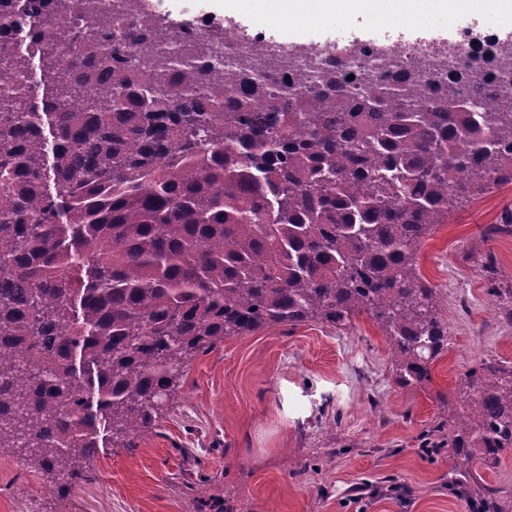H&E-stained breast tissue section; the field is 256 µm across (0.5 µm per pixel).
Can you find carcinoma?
<instances>
[{"instance_id":"1","label":"carcinoma","mask_w":512,"mask_h":512,"mask_svg":"<svg viewBox=\"0 0 512 512\" xmlns=\"http://www.w3.org/2000/svg\"><path fill=\"white\" fill-rule=\"evenodd\" d=\"M132 4L120 37L61 25L92 0H0V448L29 442L44 472L76 478L98 448L97 414L118 439L152 431L195 355L362 313L396 382L425 386L449 349L448 294L425 280L420 249L458 206L512 184V85L461 59L452 75L473 85L468 99L424 98L445 82L434 65L375 64L357 93L325 69L313 85L213 79L185 43L162 70L151 54L188 23L120 2ZM20 31L49 47L42 112L7 61ZM131 43L149 70L131 67ZM502 236L510 208L469 256L512 325V287L486 248ZM77 352L96 385L77 379ZM461 387L466 407L436 444L466 464L456 484L512 450V362L483 361Z\"/></svg>"}]
</instances>
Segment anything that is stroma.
<instances>
[{
    "label": "stroma",
    "mask_w": 512,
    "mask_h": 512,
    "mask_svg": "<svg viewBox=\"0 0 512 512\" xmlns=\"http://www.w3.org/2000/svg\"><path fill=\"white\" fill-rule=\"evenodd\" d=\"M147 3L173 21L204 13L292 46L395 32L360 13L337 30L273 26L219 0ZM508 207L511 184L458 208L421 247L422 274L448 293L450 336L425 387L396 383L386 341L363 315L341 330L306 323L230 337L183 368L153 433L120 443L100 419L98 452L77 481L47 478L0 448V512H28L32 501L41 512H477L485 488L512 498V451L492 468L471 463L472 480L458 487L452 449L424 447L460 412L468 370L512 361V326L500 323L479 265L464 259Z\"/></svg>",
    "instance_id": "obj_1"
}]
</instances>
